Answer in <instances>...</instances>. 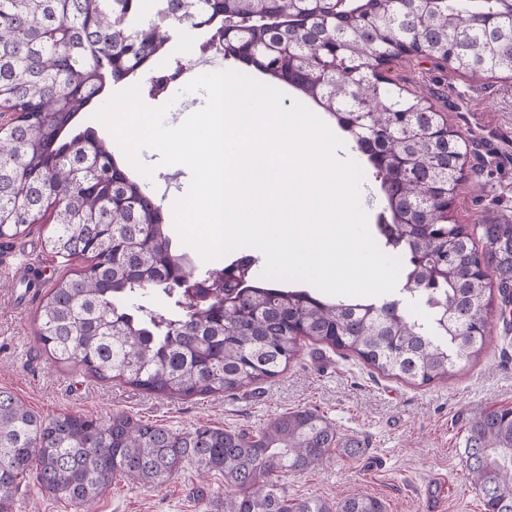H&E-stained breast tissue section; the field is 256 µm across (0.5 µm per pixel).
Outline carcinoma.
Instances as JSON below:
<instances>
[{
	"instance_id": "cac0c4a2",
	"label": "carcinoma",
	"mask_w": 512,
	"mask_h": 512,
	"mask_svg": "<svg viewBox=\"0 0 512 512\" xmlns=\"http://www.w3.org/2000/svg\"><path fill=\"white\" fill-rule=\"evenodd\" d=\"M140 11L141 0H0V103L22 114L0 127V238L25 235L49 213L46 247L90 260L44 299V351L101 382L183 398L277 377L304 337L421 384L478 357L493 291L512 302V219L486 210L476 247L468 225L450 216L467 158L461 134L424 99L374 74L411 56L472 78L512 77V0H160L167 23L212 32L202 50L219 41L240 72L290 86L349 134L389 214L379 225L383 246L403 256L424 320L397 300L278 286L246 253L220 273H194L129 163L89 126L67 137L107 86L166 54L167 37ZM153 291L169 300L163 314L137 302ZM466 432L465 465L485 512H512V407L472 410ZM363 451L308 408L255 432L178 433L128 413L42 418L0 388V512H12L31 483L86 512L118 478L161 489L186 464L204 479L224 476L222 512H385L363 494L290 499L279 483L334 452Z\"/></svg>"
}]
</instances>
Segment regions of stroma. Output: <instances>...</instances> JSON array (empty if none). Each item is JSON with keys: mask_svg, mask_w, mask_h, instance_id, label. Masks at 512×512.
<instances>
[{"mask_svg": "<svg viewBox=\"0 0 512 512\" xmlns=\"http://www.w3.org/2000/svg\"><path fill=\"white\" fill-rule=\"evenodd\" d=\"M168 52L161 63L181 70L165 92L139 82L143 102L167 106L165 122L175 126L204 104L203 92L186 91L197 77L192 62L201 54L208 30L165 26ZM388 79L424 98L448 126L473 141L467 177L451 204L460 224L480 221L485 208L512 216V79L473 80L451 65L406 57L387 65ZM152 149L141 152L153 167L145 179L154 197L186 194L190 178L182 169L159 163ZM49 226L32 224L27 236L0 239V388L12 391L38 415L85 413L106 420L113 413L140 416L177 432L200 426L258 430L279 414L312 408L339 433L362 441L364 452L349 459L333 456L322 466L282 481L289 497L336 500L351 492L382 499L387 512H433L423 489L445 480L451 485L444 512H484L465 462V423L474 407L512 406V307L493 310L490 334L477 361L457 366L448 380L417 385L383 376L352 353L304 340L301 356L278 377L235 394L193 399L105 384L82 367L57 365L36 341L37 310L54 281L81 270V259L52 254L44 247ZM208 487L207 498L197 490ZM224 494V478L201 479L185 465L163 488L114 482L94 512H209L211 499Z\"/></svg>", "mask_w": 512, "mask_h": 512, "instance_id": "35a3bbf8", "label": "stroma"}]
</instances>
